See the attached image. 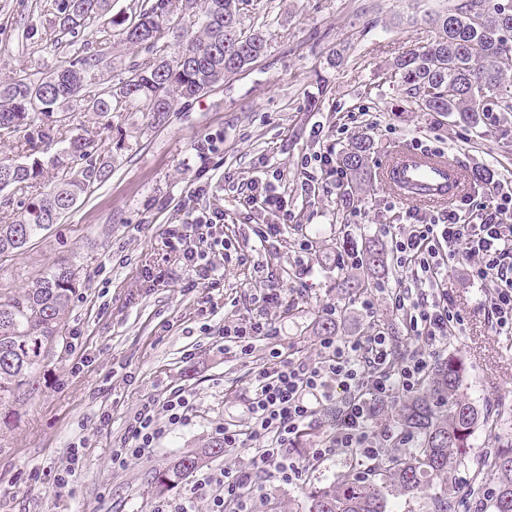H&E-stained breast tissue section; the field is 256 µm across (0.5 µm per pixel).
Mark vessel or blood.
Instances as JSON below:
<instances>
[{"mask_svg": "<svg viewBox=\"0 0 512 512\" xmlns=\"http://www.w3.org/2000/svg\"><path fill=\"white\" fill-rule=\"evenodd\" d=\"M382 176L399 196L427 205L449 204L466 189L459 163L428 151L395 152L385 160Z\"/></svg>", "mask_w": 512, "mask_h": 512, "instance_id": "vessel-or-blood-1", "label": "vessel or blood"}]
</instances>
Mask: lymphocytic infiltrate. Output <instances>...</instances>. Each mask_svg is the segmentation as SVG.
I'll return each mask as SVG.
<instances>
[{
  "instance_id": "obj_1",
  "label": "lymphocytic infiltrate",
  "mask_w": 512,
  "mask_h": 512,
  "mask_svg": "<svg viewBox=\"0 0 512 512\" xmlns=\"http://www.w3.org/2000/svg\"><path fill=\"white\" fill-rule=\"evenodd\" d=\"M223 222V213L205 211L175 233L171 247L192 273L190 287L217 283L229 248L216 233ZM391 247L395 268L411 271L427 288L417 296L408 288L390 295L393 313L403 319L408 335L423 341V348L401 350L396 336L384 329L355 336L332 331L321 337L312 358L274 347L277 330L267 317L225 327V349L249 355L257 342L271 344L266 360L253 372L246 424L228 420L215 432L225 450L254 448L256 469L198 471L186 491L159 502L153 512H194V501L202 496L210 498L211 512H224L228 504L235 512H251L259 474L284 485H301L310 469L342 454L354 457L364 471L377 463L383 443L394 439L391 425L373 424L378 404L417 393L431 369V348L447 341L449 330L461 323L443 287V270L450 261L467 260L471 279L493 291L490 314L496 325H512L511 176L493 181L479 222L457 209L439 222L426 223L414 214L407 231L392 235ZM193 417L192 396L183 388H168L160 400H144L112 450L113 467L151 454ZM314 428L320 431L318 441L298 455L299 437Z\"/></svg>"
}]
</instances>
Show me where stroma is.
I'll use <instances>...</instances> for the list:
<instances>
[{
	"mask_svg": "<svg viewBox=\"0 0 512 512\" xmlns=\"http://www.w3.org/2000/svg\"><path fill=\"white\" fill-rule=\"evenodd\" d=\"M109 14L77 37L57 26L64 0H0V80H37L87 45L102 58L105 81L117 83L131 62L165 54L174 41L164 34L154 46L132 45L113 19L130 14L135 0H110ZM454 0H249L246 26L269 39L265 56L226 79L204 97L178 103L167 123L151 125L133 108L104 120L73 104L63 138L81 136L112 162L109 179L76 203L48 231L0 262V295L27 291L61 261L72 264L77 288L65 314V342L49 357L29 399L14 404L0 425V512H151L158 498L156 470L175 457L211 443L225 420L245 422L251 369L268 353H225L218 332L225 323L254 316L261 263L287 290L288 305L268 312L279 329L278 345L317 355L318 323L330 320L355 334L393 328L402 346L415 347L389 295L409 284V272L392 269L374 277L373 313L349 301L341 286L351 277L340 266L334 241L348 235L355 246L379 238V227L399 229L408 213L431 218L441 207H424L392 196L381 181L386 154L399 149L440 151L465 171L494 177L512 173V113L487 122L484 132L420 110L392 71L412 48L430 43L427 14ZM371 141L367 176L351 199L305 158L345 150L358 136ZM215 152L199 158L203 138ZM271 185L272 204L249 199L254 185ZM206 187L195 198L196 187ZM222 210L225 236L235 257L213 287H188L189 275L168 247L177 224L192 223L198 210ZM286 224V237L270 252L255 250L249 227ZM314 239L311 272L292 276L303 235ZM445 283L463 319L434 359L449 356L465 367L462 392L487 417L471 438V451L452 465V512H492L473 493L487 453L512 446V334L497 332L488 318L490 291L467 276L466 263L451 261ZM180 386L196 400L192 424L176 430L148 457L114 468L111 451L130 415L147 398ZM108 412V427L96 417ZM86 441V461L74 478V494L25 485L29 470H57L67 450ZM338 457L311 469L303 485L261 481L255 512H307L310 488L340 481Z\"/></svg>",
	"mask_w": 512,
	"mask_h": 512,
	"instance_id": "stroma-1",
	"label": "stroma"
}]
</instances>
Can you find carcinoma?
<instances>
[{"instance_id":"carcinoma-1","label":"carcinoma","mask_w":512,"mask_h":512,"mask_svg":"<svg viewBox=\"0 0 512 512\" xmlns=\"http://www.w3.org/2000/svg\"><path fill=\"white\" fill-rule=\"evenodd\" d=\"M108 2L67 0L58 20L60 31L76 34L92 27ZM247 2L203 0L195 32L168 26L194 0H154L141 5L114 24L122 27L126 42L136 45H153L170 31L174 33L172 52L130 65L127 77L115 85L104 82L101 58L89 51L37 81L1 80L0 133L15 136L26 131L32 115H58L69 111L73 102L105 118L114 112L118 99L127 106H139L155 125H164L178 102L208 94L267 53L264 31L243 27ZM425 22L435 29V38L393 63L417 105L427 112L455 116L472 128L480 126L488 112H512V82L504 79L506 68H512V2L458 0L447 10L428 15ZM59 122L57 118L41 127L35 140L24 137L25 160L0 161V173L7 174L14 189L29 193L44 187L15 220L0 224V261L22 251L111 173V165L93 157L91 143L80 136L62 141L46 159L38 156L41 148L55 142ZM369 150L370 142L362 138L340 155L339 164L353 186L364 181ZM48 168L54 171L50 187L44 181ZM363 263L370 273L383 271L388 253L370 244ZM75 285L74 270L61 262L24 294L0 300V416L34 393L39 371L64 341L63 315ZM462 381L461 362L448 357L437 363L417 395L391 412L396 431L415 434L414 447L386 456L373 468V479L359 477L356 460L348 459L344 480L308 493V512H388L389 490L409 495L434 484L443 489L436 512H451V463L467 454L481 419L463 397ZM222 455L224 443L214 440L200 453L178 457L155 473V492H171L210 459ZM484 467L495 480L494 512H512V448L495 449L485 458Z\"/></svg>"}]
</instances>
